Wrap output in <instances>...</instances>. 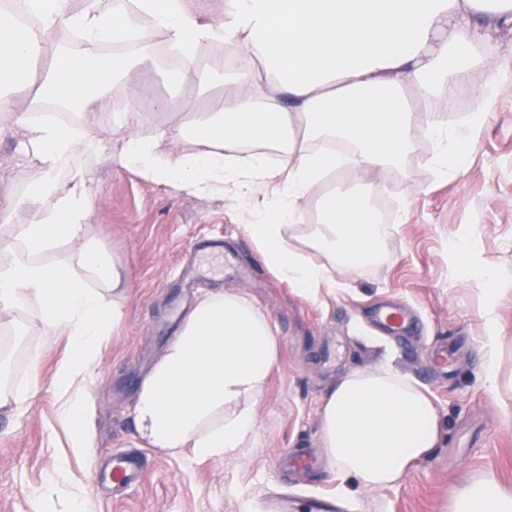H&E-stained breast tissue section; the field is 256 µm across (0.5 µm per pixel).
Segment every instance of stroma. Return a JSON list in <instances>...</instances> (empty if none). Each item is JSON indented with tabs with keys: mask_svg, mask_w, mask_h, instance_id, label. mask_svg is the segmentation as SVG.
I'll return each instance as SVG.
<instances>
[{
	"mask_svg": "<svg viewBox=\"0 0 512 512\" xmlns=\"http://www.w3.org/2000/svg\"><path fill=\"white\" fill-rule=\"evenodd\" d=\"M479 59H493L498 81L493 100L459 168L439 175L422 137L429 122L419 114L415 146L394 168L358 179L338 170L317 186L299 221H321L318 201L331 186L363 185L368 201L383 200L397 217L382 260L359 270L333 268L332 292L309 297L281 279L248 236L249 203L229 196L188 197L114 169L102 158L77 155L75 178L86 180L89 233L128 275L130 297L94 368L88 407V446L74 454L56 428L53 377L68 352L66 337L47 342L32 311L0 321V354L10 376L1 389L18 403L0 410V512H56L61 499L81 495L86 512H263L265 498L285 492L297 505L326 497L336 512H444L477 474L512 487V399L494 396L482 366L485 291L497 289L503 367L512 370V30L496 28L480 43ZM162 54L140 76L150 92L141 101L140 132L175 125L185 102L207 107L208 92L181 91L163 78ZM34 167L19 137H0V184L24 199ZM467 243L459 254L454 243ZM210 290L238 292L270 319L280 339L266 390L255 404L249 447L221 459L171 454L137 431V387L176 335L180 322L169 300L184 308ZM401 306L417 316L413 334L397 336L379 313ZM454 350L451 365L435 351ZM389 367L428 391L440 415L442 439L398 484L354 487L339 481L321 448L320 409L336 381L356 370ZM134 448L145 460L140 482L121 491L95 488L91 458ZM310 452L315 464L284 467V454Z\"/></svg>",
	"mask_w": 512,
	"mask_h": 512,
	"instance_id": "1",
	"label": "stroma"
}]
</instances>
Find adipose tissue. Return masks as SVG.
I'll return each mask as SVG.
<instances>
[{
    "label": "adipose tissue",
    "instance_id": "1",
    "mask_svg": "<svg viewBox=\"0 0 512 512\" xmlns=\"http://www.w3.org/2000/svg\"><path fill=\"white\" fill-rule=\"evenodd\" d=\"M25 3L36 28L21 29L11 13L0 12V112L13 113L10 132L24 138L40 178L28 197L34 221L20 236L0 237V316L31 306L46 340L67 337L53 384L57 422L77 453L88 433L89 369L129 291L114 261L87 237L84 184L58 180L77 151L187 196L266 193L246 230L269 266L314 296L336 283L313 254L360 269L380 261L389 234L360 193L340 192L324 198L321 223L307 226V250L291 246L286 232L320 176L340 161L358 174L398 166L414 148L416 114L451 92L461 72L479 69L480 104L488 106L494 63L477 64L475 35L486 22L512 25V0H222L211 13L193 0H86L78 12L69 0ZM61 26L80 40L56 46L38 95L90 114L109 87L128 84L126 109L112 120L116 148H105L92 130L76 135L18 111L13 88ZM158 34L190 57L222 46L238 66L234 90L209 111L186 106L173 128L144 137L133 76ZM426 135L437 172L447 174L466 140L444 119L431 120ZM267 148L278 153V167L266 164ZM65 246L74 261L55 259ZM484 330V382L503 396L512 379L501 375L494 315ZM278 352L275 328L247 297L221 290L202 296L137 391L140 436L203 459L237 452L253 436L255 402ZM320 422L332 466L367 489L399 483L440 442L439 414L422 385L389 368L344 377L325 398ZM447 512H512V489L493 475L474 476Z\"/></svg>",
    "mask_w": 512,
    "mask_h": 512
}]
</instances>
